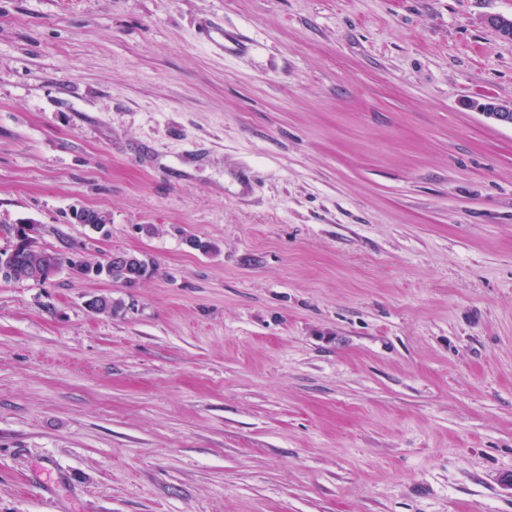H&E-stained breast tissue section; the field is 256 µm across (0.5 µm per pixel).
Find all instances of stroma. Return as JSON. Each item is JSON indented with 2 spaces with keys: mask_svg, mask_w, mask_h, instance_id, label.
Returning <instances> with one entry per match:
<instances>
[{
  "mask_svg": "<svg viewBox=\"0 0 512 512\" xmlns=\"http://www.w3.org/2000/svg\"><path fill=\"white\" fill-rule=\"evenodd\" d=\"M491 16L512 0H0V249L23 221L157 266L0 281V512H512Z\"/></svg>",
  "mask_w": 512,
  "mask_h": 512,
  "instance_id": "stroma-1",
  "label": "stroma"
}]
</instances>
